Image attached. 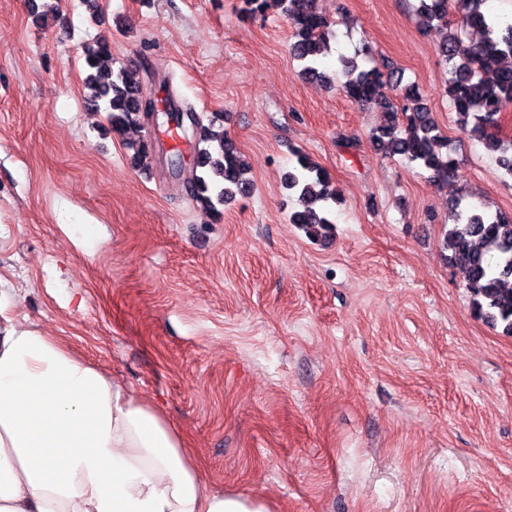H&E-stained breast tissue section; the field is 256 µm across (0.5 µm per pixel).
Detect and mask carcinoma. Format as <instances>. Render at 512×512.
Returning <instances> with one entry per match:
<instances>
[{
	"instance_id": "1",
	"label": "carcinoma",
	"mask_w": 512,
	"mask_h": 512,
	"mask_svg": "<svg viewBox=\"0 0 512 512\" xmlns=\"http://www.w3.org/2000/svg\"><path fill=\"white\" fill-rule=\"evenodd\" d=\"M486 0H420V14L444 29L448 24L462 31L476 29L482 38L466 43L451 34L438 46V54L448 66V96L457 114L462 133L481 142L487 151L498 154L504 174L512 178V140L497 133L502 112L512 106V21L500 20L483 9ZM293 31L290 45L294 59L303 64L300 75L325 85L336 82V73L320 65L328 49L334 22L322 14L315 0H277ZM87 70L84 79L87 101L107 113L110 131L117 136L140 125L144 113L152 111L144 90L140 69L113 70L112 42L103 38L83 47ZM341 88L353 102L376 104L387 110L388 122L371 138L374 150L391 157L403 155L432 173V181L446 183L458 176V161L448 152V142L415 84L402 86L401 105L377 100L378 87L385 81L402 83L394 72L373 66L361 69L354 62L343 64ZM224 113L209 117L203 129L196 159L186 180L187 193L201 207L221 216V207L236 196L251 191L245 177L247 159L224 130ZM132 167H150L152 147L140 140L127 144ZM286 190L297 198L298 207L290 215L312 242L332 236L333 213L342 198L330 174L307 155H297L296 165L282 175ZM443 249L449 261L464 273L465 288L472 298L473 312L493 328L502 327L512 336V214L488 213L471 205L455 204L454 224L447 230Z\"/></svg>"
}]
</instances>
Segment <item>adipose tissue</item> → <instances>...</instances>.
I'll use <instances>...</instances> for the list:
<instances>
[{"instance_id": "1", "label": "adipose tissue", "mask_w": 512, "mask_h": 512, "mask_svg": "<svg viewBox=\"0 0 512 512\" xmlns=\"http://www.w3.org/2000/svg\"><path fill=\"white\" fill-rule=\"evenodd\" d=\"M0 512H269L209 489L182 435L42 332L0 326Z\"/></svg>"}]
</instances>
